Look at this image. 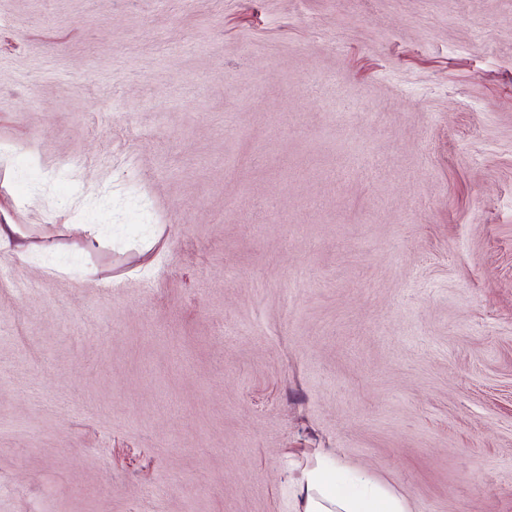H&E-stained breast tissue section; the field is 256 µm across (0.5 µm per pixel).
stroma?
Wrapping results in <instances>:
<instances>
[{
	"label": "stroma",
	"instance_id": "35a3bbf8",
	"mask_svg": "<svg viewBox=\"0 0 512 512\" xmlns=\"http://www.w3.org/2000/svg\"><path fill=\"white\" fill-rule=\"evenodd\" d=\"M1 224L0 512H512V0H0ZM336 463L318 461L307 469L299 483L298 512H408L405 501L368 477L354 473L348 488L335 484Z\"/></svg>",
	"mask_w": 512,
	"mask_h": 512
}]
</instances>
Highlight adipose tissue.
<instances>
[{"instance_id": "obj_1", "label": "adipose tissue", "mask_w": 512, "mask_h": 512, "mask_svg": "<svg viewBox=\"0 0 512 512\" xmlns=\"http://www.w3.org/2000/svg\"><path fill=\"white\" fill-rule=\"evenodd\" d=\"M336 463L318 461L299 484L298 512H407L405 501L368 477L355 473L345 490L335 484Z\"/></svg>"}]
</instances>
